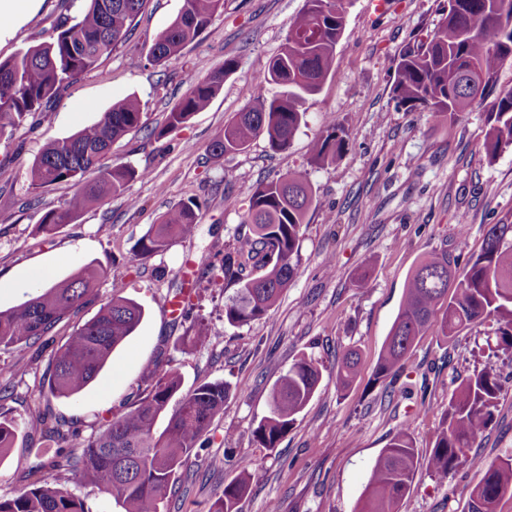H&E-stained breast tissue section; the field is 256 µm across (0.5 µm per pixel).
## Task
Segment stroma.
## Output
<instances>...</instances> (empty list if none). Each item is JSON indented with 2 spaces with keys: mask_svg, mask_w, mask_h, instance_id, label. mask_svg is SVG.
Listing matches in <instances>:
<instances>
[{
  "mask_svg": "<svg viewBox=\"0 0 512 512\" xmlns=\"http://www.w3.org/2000/svg\"><path fill=\"white\" fill-rule=\"evenodd\" d=\"M386 2L378 12L371 0H344L346 27L336 46V70L308 98L305 121L287 150H272L262 137L245 152L222 157L213 156L209 146L236 113L282 94L281 86L256 76L281 49L305 0H225L223 13L199 39L160 66L150 61L149 50L184 0H149L128 43L66 83L49 111L0 137V310L24 300L26 292L15 282L31 267H53L58 281L88 264L104 270L90 301L57 325L53 345L19 357L0 353V362L14 366V416L38 404L56 344L120 295L142 306L140 325L94 383L80 395L51 399L49 407L79 428L82 438L70 447L77 457L82 439L135 394L148 363L171 360L186 391L204 382L228 383L232 395L223 417L178 473L172 512H209L225 485L245 472L251 486L239 512H267L273 503L279 512H358L389 441L408 430L419 458H428L453 392L490 364L499 369L503 390L494 420L472 453L488 462L512 455V358L494 352L495 323L448 341L427 334L396 378L373 379L419 260L434 250L479 252L488 226L512 216V149L492 162L482 149L489 103L438 123L427 110L407 111L393 99L394 58L426 37L447 0ZM86 6L87 0H41L0 41V60L45 41L57 23L79 16ZM228 60L235 69L210 105L182 127L165 131L168 112L191 80ZM131 94L143 104L144 125L116 140L105 161L147 171V178L131 180L123 194L53 234L38 233L42 216L62 207L77 186H33L34 158L49 141L93 124ZM328 117L346 129V146L336 164L310 165L312 142ZM286 173L302 175L319 201L302 227L297 274L265 317L240 328L225 325L224 305L237 286L215 267L246 231L241 189ZM191 199L202 204L195 236L131 262L136 243L160 215ZM462 218L469 224L464 239L457 236ZM364 266L369 284L354 287L353 276ZM179 288L185 292L184 312L172 317L162 304ZM196 324L212 327L216 337L175 348V339ZM346 349L357 350L361 363L356 379L341 390L336 371ZM302 355L318 360L319 386L277 447H259L253 432L267 413L271 389ZM38 435V429H24L0 460V496L23 486L20 464ZM481 478L478 468L465 465L441 483L419 468L399 512H466L468 494Z\"/></svg>",
  "mask_w": 512,
  "mask_h": 512,
  "instance_id": "1",
  "label": "stroma"
}]
</instances>
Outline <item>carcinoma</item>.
Wrapping results in <instances>:
<instances>
[{
	"label": "carcinoma",
	"instance_id": "carcinoma-1",
	"mask_svg": "<svg viewBox=\"0 0 512 512\" xmlns=\"http://www.w3.org/2000/svg\"><path fill=\"white\" fill-rule=\"evenodd\" d=\"M148 0H89L74 20L56 28L47 40L8 60H0V137L40 112L60 86L91 69L98 58L128 40L131 23ZM224 0H184L176 19L158 36L149 51L157 65L178 55L196 41ZM345 28L343 0H305L291 23L280 52L272 57L260 81L288 88L287 93L260 99L225 126L210 145L215 156L240 153L264 137L276 151L288 149L300 127L307 97L316 94L336 69V45ZM512 60V0H448L446 13L427 38L403 49L395 64L393 99L400 108L419 107L437 122L454 119L477 101L495 95L486 114L482 143L489 161L512 148V88L496 91L498 67ZM234 62L190 84L171 108L166 125L158 131L187 123L220 92ZM143 126L139 99L129 96L112 105L101 118L76 134L48 143L34 160L32 185L43 188L73 181L76 193L59 209L44 214L38 230L50 234L72 223L83 211L110 195L124 192L127 183L145 173L117 165L103 167L100 159L112 143ZM347 141L345 129L327 122L313 142L310 162L333 163ZM248 208L243 223L251 233L224 254L219 270L224 279L239 285L238 294L224 304V323L248 325L266 316L289 287L295 273L298 240L311 207L318 204L302 176L281 175L248 186ZM200 203L181 202L164 212L160 221L138 241L132 260L145 259L175 239L196 231ZM258 270L245 273L247 267ZM100 270L87 265L76 275L30 294L16 307L0 311V351L20 355L52 338L56 326L83 307L94 293ZM494 318L496 346L512 351V220L488 228L484 246L465 264L443 249L426 256L410 275L398 314L380 353L373 381L396 377L416 340L429 330L452 338L486 318ZM143 318L135 301L114 296L96 315L76 328L53 354L47 394L71 397L98 376L112 351L130 336ZM358 354L341 356L336 385L347 387L356 377ZM12 368L0 366V460L26 425L45 427L44 437L56 447L54 456L25 467L36 477L29 486L7 498L0 496V512H92L88 497L61 486L76 469L82 481L104 493L123 512H171L177 496L178 470L191 457L214 420L224 415L230 388L224 382H204L182 392V380L170 362L157 361L142 370L145 387L127 409L108 417L86 441L82 455L72 462L67 453L77 430L45 408L24 423L6 417L12 392ZM321 380L319 363L301 355L272 387L268 412L254 430L263 448H274L293 426L296 416L316 392ZM500 376L487 367L464 381L448 401L445 420L436 432L427 468L443 481L468 464L483 471L469 493L468 512H496V504L512 492V456L486 462L469 455L476 437L492 423L501 392ZM173 409H168L171 400ZM170 412L161 434L155 433L159 416ZM419 457L408 432L394 436L382 449L369 478L360 512H398L409 492ZM249 481L241 478L224 486L211 512H239Z\"/></svg>",
	"mask_w": 512,
	"mask_h": 512
}]
</instances>
